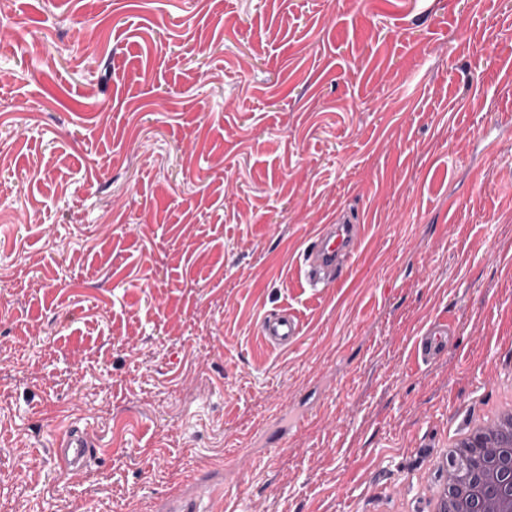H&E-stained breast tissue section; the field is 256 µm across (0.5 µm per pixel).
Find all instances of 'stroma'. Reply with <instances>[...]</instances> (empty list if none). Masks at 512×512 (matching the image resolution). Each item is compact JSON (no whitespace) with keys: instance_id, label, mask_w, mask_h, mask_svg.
I'll use <instances>...</instances> for the list:
<instances>
[{"instance_id":"stroma-1","label":"stroma","mask_w":512,"mask_h":512,"mask_svg":"<svg viewBox=\"0 0 512 512\" xmlns=\"http://www.w3.org/2000/svg\"><path fill=\"white\" fill-rule=\"evenodd\" d=\"M507 126L512 0H8L0 512H427L512 381ZM339 215L361 246L310 289ZM286 407L311 415L258 444ZM70 425L104 450L81 474ZM361 241V224L343 220L325 224L304 252L306 279L311 288L334 283L347 262L356 254ZM261 334L273 347L288 348L294 344L301 334L297 317L288 309L276 315H267L261 322ZM453 332V325L449 318L434 319L425 326L420 336L413 344V351L417 359L429 361L436 358L448 348V336ZM97 447L84 429L71 425L55 437L52 453L64 466L78 470L87 464Z\"/></svg>"}]
</instances>
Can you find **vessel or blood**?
Segmentation results:
<instances>
[{"instance_id":"obj_1","label":"vessel or blood","mask_w":512,"mask_h":512,"mask_svg":"<svg viewBox=\"0 0 512 512\" xmlns=\"http://www.w3.org/2000/svg\"><path fill=\"white\" fill-rule=\"evenodd\" d=\"M360 241V225L348 220L325 225L304 252L309 286L322 288L335 282L347 262L356 254ZM452 331L453 325L449 318L434 319L415 339V357L424 361L436 358L446 350ZM261 334L269 345L285 348L297 341L301 327L297 317L284 310L263 318ZM95 451L96 446L85 430L75 426L58 434L52 443L54 457L64 466L76 470L84 467Z\"/></svg>"}]
</instances>
